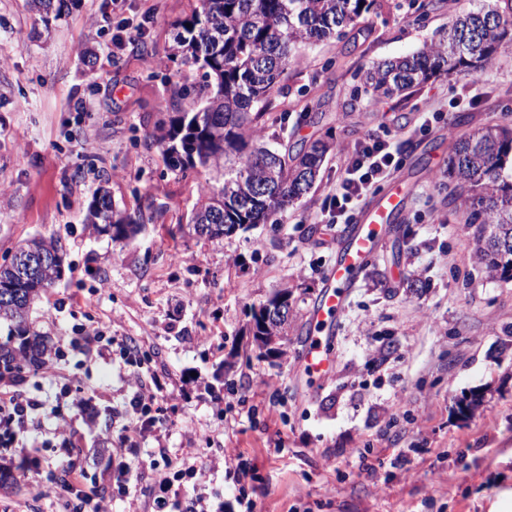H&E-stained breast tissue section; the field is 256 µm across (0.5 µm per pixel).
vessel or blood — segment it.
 <instances>
[{"instance_id": "1", "label": "vessel or blood", "mask_w": 512, "mask_h": 512, "mask_svg": "<svg viewBox=\"0 0 512 512\" xmlns=\"http://www.w3.org/2000/svg\"><path fill=\"white\" fill-rule=\"evenodd\" d=\"M402 203L401 189H392L375 203L362 208L355 223L349 226L342 246L326 271L324 287L307 316L309 337L303 362L311 379L330 373L333 358L327 341L333 336L345 310L346 290L375 256L379 240L400 211Z\"/></svg>"}]
</instances>
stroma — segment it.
I'll return each instance as SVG.
<instances>
[{
	"label": "stroma",
	"instance_id": "1",
	"mask_svg": "<svg viewBox=\"0 0 512 512\" xmlns=\"http://www.w3.org/2000/svg\"><path fill=\"white\" fill-rule=\"evenodd\" d=\"M198 0H75L41 16L0 0V261L24 240L59 242L60 281L29 319L52 354L18 390L37 403L0 460L29 479L0 494V512H75L57 480L83 469L84 493L110 512H153L160 476L195 466L173 512H512V281L487 278L473 226L448 207V151L491 120L512 123V51L470 76L441 75L403 102L370 103L354 73L437 38L448 11L415 19L400 0L347 32L299 51L272 94L261 140L285 151L332 137L311 191L268 223L211 240L187 230L216 172L170 170L151 139L160 118L189 107L203 72L169 54ZM134 40L116 48L118 30ZM186 89L178 101L174 88ZM402 163L407 194L374 261L349 289L331 374L300 369L307 313L345 237L319 221L342 156L367 136ZM143 229L115 241L85 215L98 187ZM291 294L281 356L250 334L275 290ZM98 327L138 343L144 384L175 398L157 435L117 458L110 441L137 421L119 351L80 341ZM479 394L473 413L458 402ZM69 428L68 443L52 431ZM335 465H328V458ZM253 476L239 480L238 461Z\"/></svg>",
	"mask_w": 512,
	"mask_h": 512
}]
</instances>
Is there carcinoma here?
Segmentation results:
<instances>
[{"instance_id":"cac0c4a2","label":"carcinoma","mask_w":512,"mask_h":512,"mask_svg":"<svg viewBox=\"0 0 512 512\" xmlns=\"http://www.w3.org/2000/svg\"><path fill=\"white\" fill-rule=\"evenodd\" d=\"M70 0H31L32 9L60 15ZM382 0H199L180 22L173 58L204 70V85L189 109L159 120L155 141L167 164L180 171L200 165L222 173L220 190L202 193L191 226L213 224L207 238L266 222L312 188L330 144L318 139L281 154L260 143L257 124L270 111L271 95L295 52L365 27ZM508 11L448 9V27L411 55L384 60L361 72L378 102L405 101L413 89L442 72L468 76L512 49V0ZM451 203L479 225L474 254L490 279L512 281V125L491 122L455 140L448 154ZM140 216L115 209L99 188L86 223L97 233L126 240ZM61 246L32 238L0 264V380L18 381L39 368L46 341L30 332L32 304L62 276Z\"/></svg>"}]
</instances>
